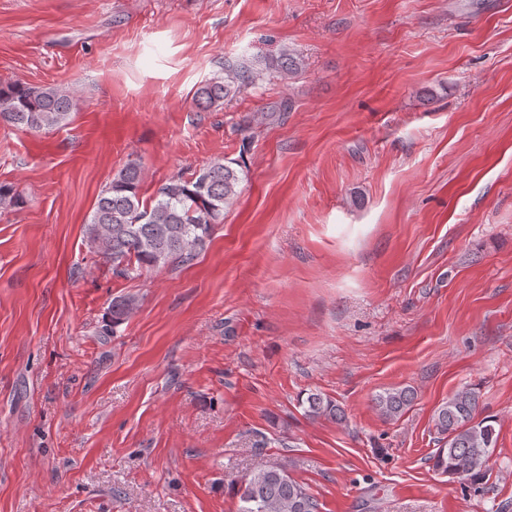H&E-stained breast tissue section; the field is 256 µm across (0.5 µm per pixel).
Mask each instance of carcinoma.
<instances>
[{
    "instance_id": "cac0c4a2",
    "label": "carcinoma",
    "mask_w": 512,
    "mask_h": 512,
    "mask_svg": "<svg viewBox=\"0 0 512 512\" xmlns=\"http://www.w3.org/2000/svg\"><path fill=\"white\" fill-rule=\"evenodd\" d=\"M269 66L284 76L298 69L296 58L284 50ZM259 69L242 58L224 66V77L204 83L193 103L200 109L216 108L241 88L255 83ZM72 102L54 86L0 85V123L34 132L65 125ZM145 171L136 159L129 160L99 195L86 227V241L119 276L132 277L142 270L185 264L194 260L222 223L224 209L237 196L241 178L222 160L208 162L186 178L171 177L161 184L150 201L139 196ZM19 193L0 184V211L17 206ZM135 299L116 296L110 315L116 328L129 319ZM415 400L412 389L403 387L376 395L380 413L394 419ZM304 414L311 419L336 420L341 409L322 393L311 392L304 401ZM479 415V394L462 387L434 410L437 433L444 447L435 457V467L462 480L483 476L486 462L496 447L498 435L491 421ZM239 512H318L319 504L308 489L296 481L285 466L260 468L237 490Z\"/></svg>"
}]
</instances>
